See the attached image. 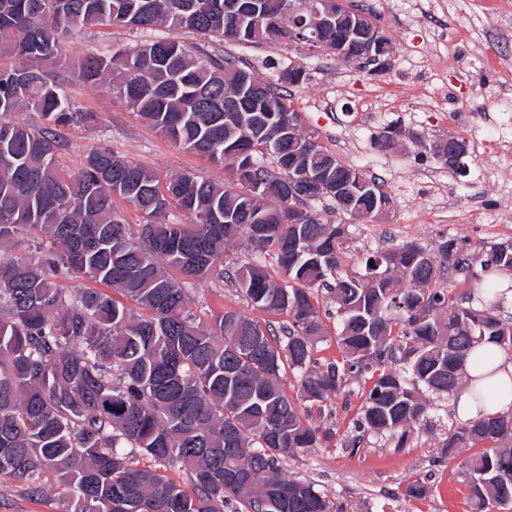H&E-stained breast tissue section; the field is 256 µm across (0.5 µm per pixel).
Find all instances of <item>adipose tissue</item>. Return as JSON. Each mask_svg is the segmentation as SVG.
I'll return each instance as SVG.
<instances>
[{
    "mask_svg": "<svg viewBox=\"0 0 512 512\" xmlns=\"http://www.w3.org/2000/svg\"><path fill=\"white\" fill-rule=\"evenodd\" d=\"M457 422L512 412V357L492 343H484L466 360V377L452 400Z\"/></svg>",
    "mask_w": 512,
    "mask_h": 512,
    "instance_id": "adipose-tissue-1",
    "label": "adipose tissue"
}]
</instances>
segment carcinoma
<instances>
[{"label":"carcinoma","instance_id":"1","mask_svg":"<svg viewBox=\"0 0 512 512\" xmlns=\"http://www.w3.org/2000/svg\"><path fill=\"white\" fill-rule=\"evenodd\" d=\"M197 2L0 0V477L36 496L52 482L66 512H224L232 501L241 512H343L313 483L281 475V459L332 439L300 417L287 376L320 411L370 375L346 448L357 450L367 434L411 447L429 396L452 399L475 346L512 350L504 291L483 287L489 269L512 277V239L484 259L456 235L435 254L409 242L348 274V225L312 208L307 223H287L288 182L307 169L324 190L311 189L304 204L328 198L332 212L365 210L370 220L378 212L368 213L367 187L377 188L379 206L391 197L315 136H286L299 118L286 85L306 73L290 81L284 68L262 84L234 61L175 40L90 55L72 76L107 84L173 145L225 165L230 181L162 178L109 148L90 151L74 171L60 168L66 128L88 127L96 114L71 102L47 64L82 30L288 40V0H255L240 22L224 14V0ZM15 112L38 120H4ZM117 197L143 214L137 229L115 209ZM171 208L187 222L170 223ZM241 232L283 274L274 278L260 257L233 273L252 306L291 318L277 329L233 311L203 326L172 276L223 278L227 234ZM24 235L37 238V258L11 252ZM455 283L468 293H455ZM321 289L336 304L339 360L314 357L328 337L315 304ZM441 448L448 457L480 449L468 464L472 512L512 504V413L452 424ZM134 453L152 464L135 465ZM176 469L186 480L168 475ZM239 470L249 474L245 486L229 481Z\"/></svg>","mask_w":512,"mask_h":512}]
</instances>
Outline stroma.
<instances>
[{
	"mask_svg": "<svg viewBox=\"0 0 512 512\" xmlns=\"http://www.w3.org/2000/svg\"><path fill=\"white\" fill-rule=\"evenodd\" d=\"M364 5L394 46L384 68L335 55L304 43L276 46L223 45L197 34L114 28L82 31L62 48L64 89L83 111L96 113L94 128H71L58 161L79 168L90 150L108 147L159 175L190 171L223 182L225 169L173 147L107 85L70 79L88 54L108 56L159 36L187 46L234 56L260 79L274 81L288 65L307 77L290 88L302 135L315 136L343 162L376 177L392 198L378 220H350L345 267L363 272L366 257L415 242L436 250L451 235L466 237L474 253L512 238V0H342ZM451 136L469 146L466 174L457 176L429 146ZM198 320L235 311L263 322L285 323L248 303L229 279L207 278L186 286ZM357 399L332 400L312 421L330 429L328 447L296 451L282 462L288 479L313 482L344 512H471L467 463L472 449L442 455L441 440L452 407L431 400L427 428L414 447L401 451L370 439L357 453L344 447L354 432ZM427 486L425 497L405 493L410 483ZM57 494L34 496L0 477V512H65Z\"/></svg>",
	"mask_w": 512,
	"mask_h": 512,
	"instance_id": "1",
	"label": "stroma"
}]
</instances>
